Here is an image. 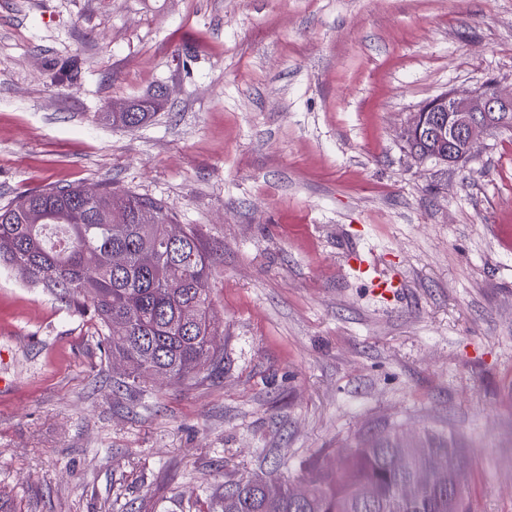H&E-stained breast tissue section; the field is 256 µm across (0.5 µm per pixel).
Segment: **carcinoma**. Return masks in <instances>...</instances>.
<instances>
[{"mask_svg": "<svg viewBox=\"0 0 512 512\" xmlns=\"http://www.w3.org/2000/svg\"><path fill=\"white\" fill-rule=\"evenodd\" d=\"M157 107L147 97L133 102V111L106 112L104 119L136 126ZM145 210L153 215L149 223ZM170 223L169 210L153 198L50 186L0 207V266L24 268L34 286L89 310L101 343L130 367L121 385L132 388L150 376L186 381L224 361L210 321L214 251L190 224L170 242ZM114 251L125 255L120 270L108 262ZM438 458L450 466L468 461L442 434L428 433L417 445L374 441L319 469L303 499L290 484L272 494L249 478L224 490V512H470L465 494L450 497L438 481H422Z\"/></svg>", "mask_w": 512, "mask_h": 512, "instance_id": "obj_1", "label": "carcinoma"}]
</instances>
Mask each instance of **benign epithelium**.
<instances>
[{
  "label": "benign epithelium",
  "instance_id": "7a95c632",
  "mask_svg": "<svg viewBox=\"0 0 512 512\" xmlns=\"http://www.w3.org/2000/svg\"><path fill=\"white\" fill-rule=\"evenodd\" d=\"M512 113V91L503 90L494 80L485 82L477 89L458 94L454 91L442 93L413 115L404 130L405 140L421 133L425 128L440 141L457 140L460 153L442 156L437 153L418 158L421 163L466 164L476 153L478 144L509 123Z\"/></svg>",
  "mask_w": 512,
  "mask_h": 512
}]
</instances>
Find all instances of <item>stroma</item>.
Listing matches in <instances>:
<instances>
[{
    "label": "stroma",
    "mask_w": 512,
    "mask_h": 512,
    "mask_svg": "<svg viewBox=\"0 0 512 512\" xmlns=\"http://www.w3.org/2000/svg\"><path fill=\"white\" fill-rule=\"evenodd\" d=\"M490 78L512 87V0H0V207L162 200L215 250L224 351L118 387L89 315L0 267L10 512H214L428 432L468 455L474 512H512V131L463 166L401 137ZM157 92L146 124L100 117Z\"/></svg>",
    "instance_id": "1"
}]
</instances>
